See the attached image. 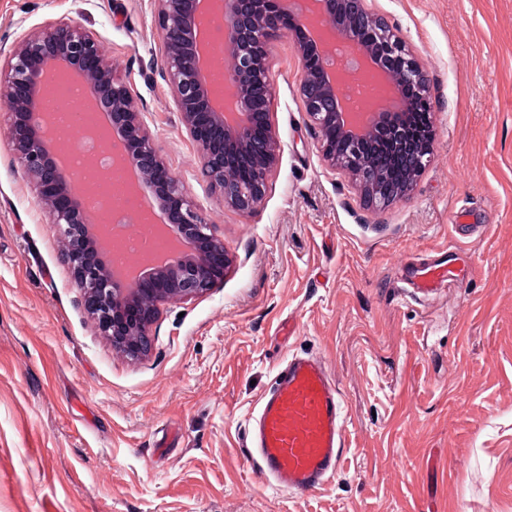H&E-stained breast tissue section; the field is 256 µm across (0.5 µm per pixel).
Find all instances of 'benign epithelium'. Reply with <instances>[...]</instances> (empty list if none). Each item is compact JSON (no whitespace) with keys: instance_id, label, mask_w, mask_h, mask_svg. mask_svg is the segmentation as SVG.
<instances>
[{"instance_id":"benign-epithelium-1","label":"benign epithelium","mask_w":512,"mask_h":512,"mask_svg":"<svg viewBox=\"0 0 512 512\" xmlns=\"http://www.w3.org/2000/svg\"><path fill=\"white\" fill-rule=\"evenodd\" d=\"M316 17L337 36V41L358 48L362 66L373 63L390 88L388 104L377 112L353 116L344 111L341 97L349 67L330 64L332 47L318 46L310 31L308 14L297 11L291 0H221L224 6L225 49L232 61L224 85L233 89L232 116L226 117L211 97L200 65V17L209 0H154L155 22L161 38L164 75L170 85L181 125L197 144L201 172L224 204L240 211L257 206L266 180L278 161L275 132L263 125L255 133L254 106L269 105L266 48L282 35L294 39L304 79L300 93L304 110L318 137L324 162L346 172L368 207L406 199L408 185L389 200L368 191L371 184L365 152L387 142L402 154L413 155L414 176L428 165L434 138L417 147L405 113L413 94L429 91V80L406 47L403 38L366 0H316ZM361 15L380 50L364 42L349 17ZM63 66L89 91L96 107L107 116L129 164L150 186L165 211L166 226L189 254L174 266L152 269L131 281L113 275L106 252L87 220L85 189L63 166L44 129L42 103L51 86L52 70ZM0 109L7 112V137L15 160L51 223L58 228L62 255L73 281L81 290L82 305L100 334L130 361L147 357L153 348L151 326L159 306L203 296L224 279L232 257L195 211L182 185L174 179L146 132L142 112L127 84L113 74L103 42L82 26L50 21L26 34L8 51L0 66ZM346 140L336 154V133ZM253 152L254 177L239 181L234 173L240 151Z\"/></svg>"}]
</instances>
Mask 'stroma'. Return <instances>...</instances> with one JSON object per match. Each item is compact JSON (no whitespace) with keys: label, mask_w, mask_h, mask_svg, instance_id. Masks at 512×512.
<instances>
[{"label":"stroma","mask_w":512,"mask_h":512,"mask_svg":"<svg viewBox=\"0 0 512 512\" xmlns=\"http://www.w3.org/2000/svg\"><path fill=\"white\" fill-rule=\"evenodd\" d=\"M431 85V164L364 205L321 158L291 37L268 47L279 161L251 211L199 174L152 0H0V50L51 20L95 33L173 177L233 255L162 305L131 362L85 314L0 112V512H512V0H367ZM443 291L410 295L424 264ZM321 356L347 447L321 490L271 486L248 445L279 363Z\"/></svg>","instance_id":"1"}]
</instances>
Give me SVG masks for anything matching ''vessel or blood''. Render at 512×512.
Returning <instances> with one entry per match:
<instances>
[{"instance_id": "obj_1", "label": "vessel or blood", "mask_w": 512, "mask_h": 512, "mask_svg": "<svg viewBox=\"0 0 512 512\" xmlns=\"http://www.w3.org/2000/svg\"><path fill=\"white\" fill-rule=\"evenodd\" d=\"M346 408L334 377L311 355H292L263 397L250 433L262 472L288 493H312L339 470Z\"/></svg>"}]
</instances>
